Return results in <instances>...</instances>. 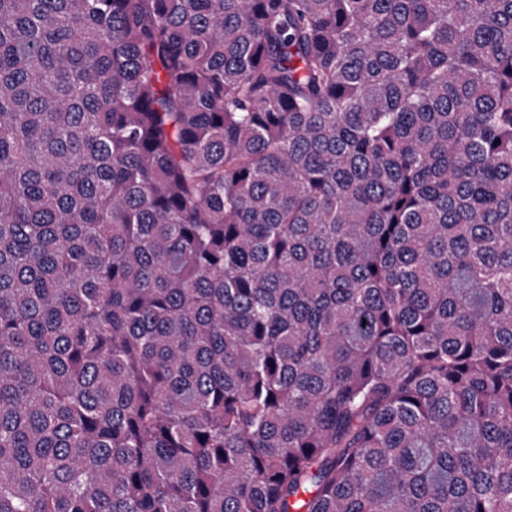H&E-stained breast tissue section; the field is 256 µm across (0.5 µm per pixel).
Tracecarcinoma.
Here are the masks:
<instances>
[{
  "instance_id": "carcinoma-1",
  "label": "carcinoma",
  "mask_w": 512,
  "mask_h": 512,
  "mask_svg": "<svg viewBox=\"0 0 512 512\" xmlns=\"http://www.w3.org/2000/svg\"><path fill=\"white\" fill-rule=\"evenodd\" d=\"M0 512H512V0H0Z\"/></svg>"
}]
</instances>
